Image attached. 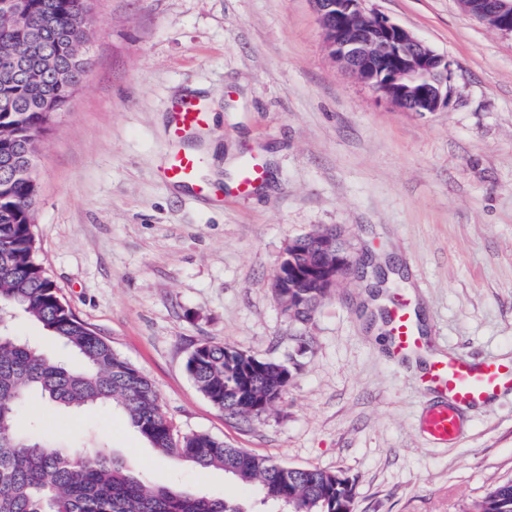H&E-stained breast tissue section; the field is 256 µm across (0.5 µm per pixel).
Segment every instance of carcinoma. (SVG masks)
Returning a JSON list of instances; mask_svg holds the SVG:
<instances>
[{"label": "carcinoma", "instance_id": "obj_1", "mask_svg": "<svg viewBox=\"0 0 512 512\" xmlns=\"http://www.w3.org/2000/svg\"><path fill=\"white\" fill-rule=\"evenodd\" d=\"M35 24L15 27L0 20V47L30 54L37 72H0V152L25 155L28 132L41 126L46 113L59 112L72 86L87 72L83 47L91 30L84 0H29ZM39 195L35 174L7 178L0 173V512H242L223 495H197L169 487H147L125 463L101 446L77 452L54 445L41 423L26 412L31 395L51 409L121 410L140 436L158 451L201 469L220 468L266 502L284 512H355V488L337 474L316 468L285 467L269 458L231 448L207 433L179 436L150 379L112 345L78 319L63 301L37 255L32 232ZM308 288L275 291L288 319L310 322L323 300ZM308 299L289 315L285 300ZM54 336L58 351L45 354L9 326L16 315ZM187 371L202 394L229 416H258L288 391L291 376L279 363L258 358L223 343L193 350ZM479 512H512V482L492 488Z\"/></svg>", "mask_w": 512, "mask_h": 512}]
</instances>
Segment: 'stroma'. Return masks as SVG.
I'll return each mask as SVG.
<instances>
[{"label":"stroma","mask_w":512,"mask_h":512,"mask_svg":"<svg viewBox=\"0 0 512 512\" xmlns=\"http://www.w3.org/2000/svg\"><path fill=\"white\" fill-rule=\"evenodd\" d=\"M451 64L447 109L401 111L334 61L310 0H95L91 66L36 153L33 233L64 302L154 383L175 429L204 432L288 466L354 484L356 512H478L512 481V394L463 413V437L419 429L438 396L394 359L350 278L301 326L280 314L270 280L289 240L338 228L350 249L393 255L434 355L512 357V36L458 0H368ZM208 112L203 175L222 198L159 176L168 106ZM234 162L266 175L229 190ZM222 342L284 363L276 406L229 417L186 370ZM46 427L61 446L94 438L149 485L215 492L246 512L260 495L220 469L160 453L120 412H70Z\"/></svg>","instance_id":"35a3bbf8"}]
</instances>
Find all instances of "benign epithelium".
<instances>
[{
    "label": "benign epithelium",
    "instance_id": "7a95c632",
    "mask_svg": "<svg viewBox=\"0 0 512 512\" xmlns=\"http://www.w3.org/2000/svg\"><path fill=\"white\" fill-rule=\"evenodd\" d=\"M333 59L394 107L418 115L448 108L450 62L405 27L366 7L367 0H311ZM489 28L512 35V0H459ZM0 13L16 26L31 22L28 0H0ZM319 251L304 265L282 251L271 288L288 281L328 294L355 274L352 258L336 245L334 229L316 233Z\"/></svg>",
    "mask_w": 512,
    "mask_h": 512
}]
</instances>
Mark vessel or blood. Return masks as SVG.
<instances>
[{
  "label": "vessel or blood",
  "mask_w": 512,
  "mask_h": 512,
  "mask_svg": "<svg viewBox=\"0 0 512 512\" xmlns=\"http://www.w3.org/2000/svg\"><path fill=\"white\" fill-rule=\"evenodd\" d=\"M169 112L171 137L177 142L208 124L207 112L191 96L173 100ZM200 164L197 154L178 149L169 155L161 174L171 184H195L197 193L206 196L210 193L209 185L197 180ZM391 332V351L396 358H405L422 345L407 305L394 308ZM420 381L441 396L440 403L425 410L422 430L430 440L449 444L461 435L463 409L491 402L502 392L512 390V359L475 364L462 357H437Z\"/></svg>",
  "instance_id": "obj_1"
}]
</instances>
